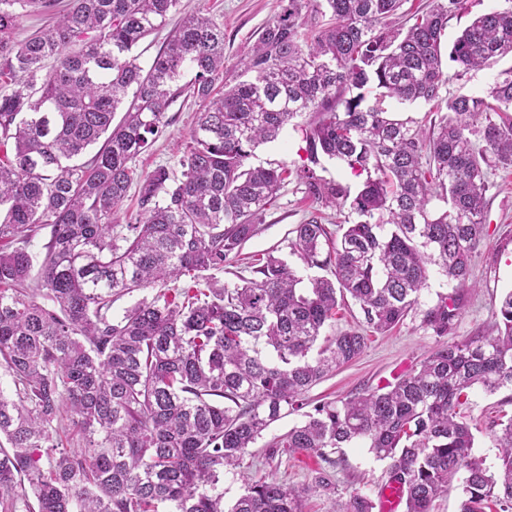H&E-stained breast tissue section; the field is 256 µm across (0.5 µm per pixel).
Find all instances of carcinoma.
<instances>
[{"label":"carcinoma","instance_id":"cac0c4a2","mask_svg":"<svg viewBox=\"0 0 512 512\" xmlns=\"http://www.w3.org/2000/svg\"><path fill=\"white\" fill-rule=\"evenodd\" d=\"M57 2L0 0V240L13 244L0 248V368L15 388L0 392V512H303L311 491L331 489L327 473L298 487L242 472L244 493L226 511L224 472L241 468L274 422L303 411L316 383L358 358L365 331L404 321L433 268L456 292L472 287L488 154L512 166V67L497 74L492 101L451 98L426 131L385 101L439 99L448 81L442 36L463 0H433L405 30L386 23L405 0H285L232 69L224 29L201 12L147 65L132 54L180 0H70L14 40L23 14ZM510 53L512 6L475 17L448 57L461 76ZM186 70L193 78L181 85ZM186 91L201 110L180 173L138 171L134 160ZM308 112L318 117L305 129L299 177L317 203L357 220L332 231L312 216L290 248L330 276L305 279L268 254L236 282L216 280L288 178L287 166L251 167L248 158ZM323 157L362 178L356 193L316 175ZM134 184L138 210L112 223ZM435 198L447 205L437 214ZM46 226L34 274L27 244ZM148 288L151 299L112 316L117 298ZM346 296L363 330L322 337ZM459 311L457 296H438L421 311L438 345L418 367L303 411L268 443L271 455L306 451L331 464L336 449L365 442L388 461L405 512H433L453 487L459 512H512V418L498 423L497 463L487 466L458 411L473 389H512V291L494 334L454 337ZM373 509L354 491L336 512Z\"/></svg>","mask_w":512,"mask_h":512}]
</instances>
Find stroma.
<instances>
[{
	"instance_id": "1",
	"label": "stroma",
	"mask_w": 512,
	"mask_h": 512,
	"mask_svg": "<svg viewBox=\"0 0 512 512\" xmlns=\"http://www.w3.org/2000/svg\"><path fill=\"white\" fill-rule=\"evenodd\" d=\"M279 0H181L186 12L202 11L224 28V59L226 65H235L254 43L259 31L279 10ZM512 67V55L502 58L497 66L469 71L456 77V66L443 61L448 77L439 100L413 104H392V111L400 118L422 121L427 113H446L449 98L457 95L487 96L498 71ZM199 103L189 96L179 97L169 108L170 124L165 134L136 160L140 171H152L163 164L176 167L179 150L187 138ZM303 116L288 125L278 141L260 146L251 159L252 164L284 162L298 169L303 163V133L310 123ZM489 190L486 194L485 237L472 258L475 285L460 294V317L456 329L458 337L466 338L490 331L497 322L496 309L500 297L512 290V167H495L488 171ZM321 212L328 227L343 223V214L332 209L318 210L298 177H290L278 193L275 203L267 210L257 234L242 250L243 257L273 252L287 259L292 267L300 262L289 247L292 231L312 213ZM436 347V341L421 324L419 310L409 313L404 322L384 334H369L361 356L336 370L307 394L310 403L337 400L362 388H373L419 365ZM475 435L474 453L486 464H493L498 453L493 446L492 423L512 417V391L493 395L472 390L469 403L462 409ZM301 414L295 413L273 423L253 448L247 449L244 463L250 472L277 478L296 486L312 482L317 472L327 471L334 485L328 492L310 494L306 512H333L336 504L345 501L350 493L359 491L377 497L387 479V462L378 460L364 446L341 449L336 465L326 466L318 456L296 451L285 458H269L267 442L284 434L300 423Z\"/></svg>"
}]
</instances>
